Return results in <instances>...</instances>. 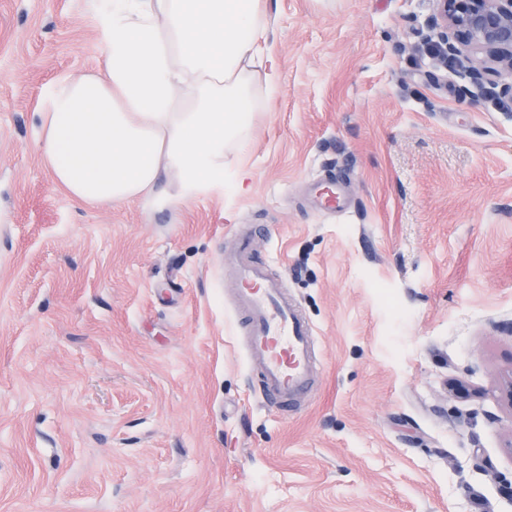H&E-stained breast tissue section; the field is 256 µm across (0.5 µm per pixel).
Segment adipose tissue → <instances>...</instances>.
I'll use <instances>...</instances> for the list:
<instances>
[{"mask_svg": "<svg viewBox=\"0 0 512 512\" xmlns=\"http://www.w3.org/2000/svg\"><path fill=\"white\" fill-rule=\"evenodd\" d=\"M269 26V0H106L100 67L42 98L38 147L56 184L79 203L155 210L242 190L227 153L280 88L261 67Z\"/></svg>", "mask_w": 512, "mask_h": 512, "instance_id": "1", "label": "adipose tissue"}]
</instances>
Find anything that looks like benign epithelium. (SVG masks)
Returning <instances> with one entry per match:
<instances>
[{
    "mask_svg": "<svg viewBox=\"0 0 512 512\" xmlns=\"http://www.w3.org/2000/svg\"><path fill=\"white\" fill-rule=\"evenodd\" d=\"M427 44L455 61L472 105L496 94L512 102V0H435Z\"/></svg>",
    "mask_w": 512,
    "mask_h": 512,
    "instance_id": "1",
    "label": "benign epithelium"
}]
</instances>
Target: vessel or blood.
Instances as JSON below:
<instances>
[{"label":"vessel or blood","instance_id":"1","mask_svg":"<svg viewBox=\"0 0 512 512\" xmlns=\"http://www.w3.org/2000/svg\"><path fill=\"white\" fill-rule=\"evenodd\" d=\"M253 231L236 234L224 256L230 281L233 320L247 338V361L260 370L262 394L281 414L293 412L315 380L313 329L269 262L251 248Z\"/></svg>","mask_w":512,"mask_h":512}]
</instances>
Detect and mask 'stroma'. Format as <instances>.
Here are the masks:
<instances>
[{
    "label": "stroma",
    "mask_w": 512,
    "mask_h": 512,
    "mask_svg": "<svg viewBox=\"0 0 512 512\" xmlns=\"http://www.w3.org/2000/svg\"><path fill=\"white\" fill-rule=\"evenodd\" d=\"M100 5L0 0V512H512V105H461L434 0H271L247 191L162 212L72 201L37 146ZM238 224L314 328L286 417L230 314Z\"/></svg>",
    "instance_id": "1"
}]
</instances>
